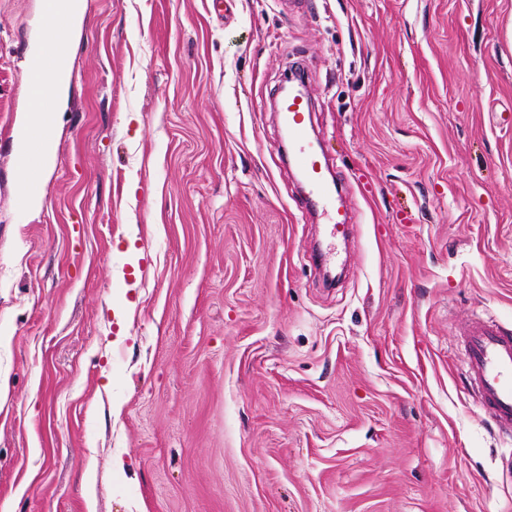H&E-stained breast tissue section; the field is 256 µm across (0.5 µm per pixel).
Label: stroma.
I'll list each match as a JSON object with an SVG mask.
<instances>
[{
  "mask_svg": "<svg viewBox=\"0 0 512 512\" xmlns=\"http://www.w3.org/2000/svg\"><path fill=\"white\" fill-rule=\"evenodd\" d=\"M209 5L84 0L21 213L44 21L0 0V502L512 512L456 332L512 325V0ZM297 65L345 240L281 148ZM32 112H35L34 117L18 133L22 148L15 159V164L20 173V181L13 196V203L19 212L25 211L41 191L40 174L44 166L43 140L55 120V107L50 100H38Z\"/></svg>",
  "mask_w": 512,
  "mask_h": 512,
  "instance_id": "1",
  "label": "stroma"
}]
</instances>
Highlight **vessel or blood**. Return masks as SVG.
Instances as JSON below:
<instances>
[{"instance_id": "1", "label": "vessel or blood", "mask_w": 512, "mask_h": 512, "mask_svg": "<svg viewBox=\"0 0 512 512\" xmlns=\"http://www.w3.org/2000/svg\"><path fill=\"white\" fill-rule=\"evenodd\" d=\"M60 52L51 40H44L30 57L28 71L37 76L56 69ZM309 103L305 94L292 91L281 104L282 118L295 145L293 160L308 192L328 201L331 189L325 180L324 165L312 146L307 131ZM55 120V107L46 99L38 100L34 116L19 131L21 151L15 159L20 181L13 196L17 211H25L41 190L40 174L44 166L43 140ZM464 349L465 376L477 399L479 410L498 429L512 430V332L493 320L476 319L458 328Z\"/></svg>"}]
</instances>
